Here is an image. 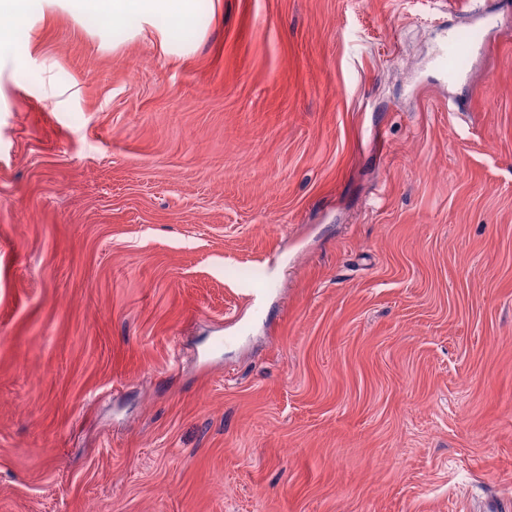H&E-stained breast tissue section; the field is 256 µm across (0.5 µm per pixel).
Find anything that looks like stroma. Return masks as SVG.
Masks as SVG:
<instances>
[{
    "label": "stroma",
    "mask_w": 512,
    "mask_h": 512,
    "mask_svg": "<svg viewBox=\"0 0 512 512\" xmlns=\"http://www.w3.org/2000/svg\"><path fill=\"white\" fill-rule=\"evenodd\" d=\"M7 25L0 512L512 503V0Z\"/></svg>",
    "instance_id": "stroma-1"
}]
</instances>
